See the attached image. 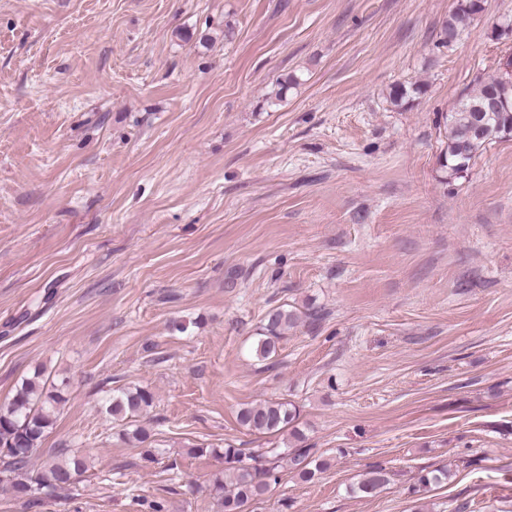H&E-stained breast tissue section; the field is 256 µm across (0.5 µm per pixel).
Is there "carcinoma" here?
Returning <instances> with one entry per match:
<instances>
[{"mask_svg":"<svg viewBox=\"0 0 512 512\" xmlns=\"http://www.w3.org/2000/svg\"><path fill=\"white\" fill-rule=\"evenodd\" d=\"M483 0H458L445 25L447 41H453L460 29L483 11ZM500 73L481 81L477 88L460 97L448 113L446 148L440 156L441 167L448 178H458L471 168L477 154L492 142L512 135V85ZM424 93L420 84H396L389 93L390 103L407 107ZM501 99L500 108L486 109L490 95ZM302 320L297 308L283 305L269 310L253 351L257 359L267 360L276 352L280 340ZM66 382L49 390L41 371L23 381L13 399L0 406V460L12 495L32 508L41 505L42 496L71 486L76 477L88 469V458L80 451H70L45 461L31 471V451L38 447L56 422L66 401ZM153 405V394L140 386H127L112 391L106 401V412L112 420L124 425L136 422L143 411ZM300 413L288 403L267 400L243 407L238 421L247 430L269 436L288 435L295 448L278 452L274 448L245 452L227 443L224 445V472L213 481L212 490L221 512H243V508L260 501L271 484L280 480L281 469L288 468L299 480L310 482L326 468V462L304 445L306 435L299 426ZM452 476L446 466L423 470L418 484L423 488L439 486ZM389 482L388 473L374 467L362 474L350 488L362 497L373 496Z\"/></svg>","mask_w":512,"mask_h":512,"instance_id":"1","label":"carcinoma"}]
</instances>
